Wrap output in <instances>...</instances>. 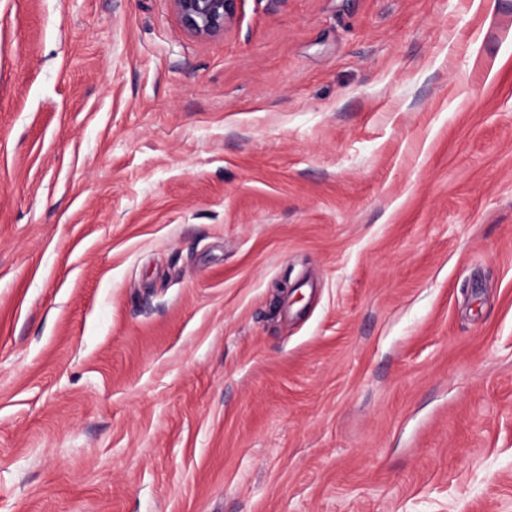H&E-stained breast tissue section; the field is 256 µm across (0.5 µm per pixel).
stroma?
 Here are the masks:
<instances>
[{
	"label": "stroma",
	"instance_id": "stroma-1",
	"mask_svg": "<svg viewBox=\"0 0 512 512\" xmlns=\"http://www.w3.org/2000/svg\"><path fill=\"white\" fill-rule=\"evenodd\" d=\"M0 512H512V0H0ZM240 0H172L182 26L198 37L223 33L236 17Z\"/></svg>",
	"mask_w": 512,
	"mask_h": 512
}]
</instances>
